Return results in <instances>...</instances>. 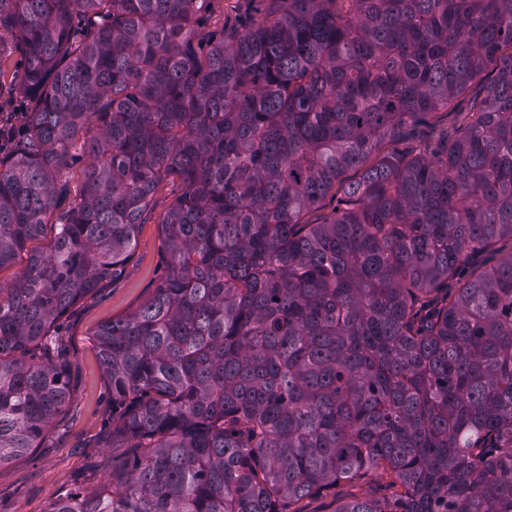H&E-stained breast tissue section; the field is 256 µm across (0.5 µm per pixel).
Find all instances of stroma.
I'll return each instance as SVG.
<instances>
[{
    "instance_id": "stroma-1",
    "label": "stroma",
    "mask_w": 512,
    "mask_h": 512,
    "mask_svg": "<svg viewBox=\"0 0 512 512\" xmlns=\"http://www.w3.org/2000/svg\"><path fill=\"white\" fill-rule=\"evenodd\" d=\"M256 8L255 0H212L196 30V43L207 45L241 26ZM181 192L176 181L157 189L121 276L63 317L45 354L65 366L70 397L37 448L0 466V512H48L54 500L92 491L102 483V451L97 444L112 428V388L100 366L93 334L101 324L145 303L164 276L167 244L160 224ZM390 493L386 477L369 472L304 498L298 507L300 512H333L338 503Z\"/></svg>"
}]
</instances>
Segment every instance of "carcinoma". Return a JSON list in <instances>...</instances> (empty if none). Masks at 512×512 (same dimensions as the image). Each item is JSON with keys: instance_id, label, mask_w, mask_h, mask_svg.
<instances>
[{"instance_id": "cac0c4a2", "label": "carcinoma", "mask_w": 512, "mask_h": 512, "mask_svg": "<svg viewBox=\"0 0 512 512\" xmlns=\"http://www.w3.org/2000/svg\"><path fill=\"white\" fill-rule=\"evenodd\" d=\"M207 8L0 0L29 101L0 159V465L68 399L37 351L177 180L165 276L94 332L124 452L49 512H294L370 469L391 496L333 512H512V0H268L203 54ZM471 89L435 149L379 153ZM335 190L330 192L324 200H322L315 209L310 211L306 219L311 224H321L325 221L330 220L335 216V208H342L344 207L343 204L339 205L338 200L341 197V193H337L336 197L333 196Z\"/></svg>"}]
</instances>
